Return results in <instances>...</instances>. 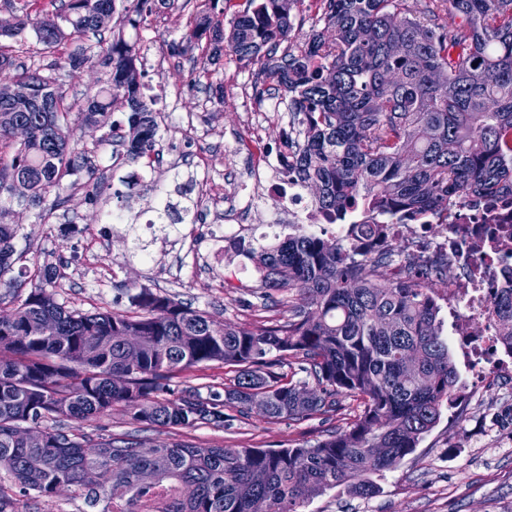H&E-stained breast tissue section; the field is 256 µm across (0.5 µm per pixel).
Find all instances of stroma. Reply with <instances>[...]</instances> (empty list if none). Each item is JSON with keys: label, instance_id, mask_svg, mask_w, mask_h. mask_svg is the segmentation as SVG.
<instances>
[{"label": "stroma", "instance_id": "stroma-1", "mask_svg": "<svg viewBox=\"0 0 512 512\" xmlns=\"http://www.w3.org/2000/svg\"><path fill=\"white\" fill-rule=\"evenodd\" d=\"M182 0H155L153 10L139 29L124 27L114 13L107 29L124 32L140 47L141 80L146 95L155 99L160 154L156 170H149L116 155L103 129L73 122L70 145L91 154L94 171H79L72 178L64 206L45 199L42 208L13 205L8 217L19 227L15 240L21 263L29 270L56 265L55 289L59 301L72 309L92 312L100 308L127 311V289L151 288L205 310L224 324L248 327L287 319L290 301L299 299L301 285L280 292V305L261 297L256 272L247 259L226 251L223 243L203 232L212 217L185 224L169 241L149 242L155 266L144 265L129 233L112 230V212L128 197L138 199L142 220L152 219L156 198L172 194L175 184L189 183L194 194H223L232 174L251 170L253 156L238 151L228 159L225 146L257 135L273 151L283 150L288 136V111L281 94L267 89L264 100L276 102L275 111L263 113L258 130L246 121L247 96L254 93L260 64L243 65L231 53L210 60L206 46L193 53L175 55L172 43L189 29L190 17ZM16 60L53 74L65 104L80 111L89 94L106 84L109 67L103 63L105 45L86 40L88 60L80 68L65 66L74 49L61 42L55 52H45L34 33L25 39L0 37ZM175 382L183 390L201 394L223 391L233 374L220 362L189 368ZM512 404V374L492 375L468 412L442 413L438 424L397 470L378 477L376 495L361 498L344 488L327 491L307 503L302 512H512V428H492L490 420ZM335 418L300 422L271 421L259 409L233 414L228 425L200 424L171 429L131 420L122 406L107 415L65 422V429L100 440L133 437L145 446L178 441L200 447L291 448L312 444L338 427ZM5 512H84L75 488L59 491L51 500L22 495L13 480L0 473Z\"/></svg>", "mask_w": 512, "mask_h": 512}]
</instances>
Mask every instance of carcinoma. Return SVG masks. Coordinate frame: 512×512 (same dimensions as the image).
I'll return each mask as SVG.
<instances>
[{"label": "carcinoma", "mask_w": 512, "mask_h": 512, "mask_svg": "<svg viewBox=\"0 0 512 512\" xmlns=\"http://www.w3.org/2000/svg\"><path fill=\"white\" fill-rule=\"evenodd\" d=\"M230 28L195 10L192 30L173 49L187 53L207 39L239 61H263L262 74L289 98L292 125L285 174L312 203L343 223L357 212L398 222L420 221L432 210L497 193L512 198V0H315V29L277 54L294 29L298 0H247ZM115 0H68L66 10L36 22L20 19L7 37L32 28L44 49L65 35L102 29L100 15ZM445 7L451 23L438 22ZM152 0L124 7L134 29ZM139 48L119 36L105 55L110 79L79 112L91 127H109L129 161L147 163L156 152L158 113L144 99ZM15 70L18 93L0 102V143L17 125L27 137L0 162V278L13 271L15 225L6 202L39 204L53 194L64 203L68 177L92 165L70 146L72 109L57 79L17 64L0 50V70ZM49 100L55 109L39 102ZM122 102L126 123H109ZM162 224H195L193 204L159 213ZM235 254L254 263L262 297L308 285L288 303L287 321L232 327L208 312L141 288L128 293L131 309L81 312L56 299L52 269L26 297L16 296L12 320H0V470L20 491L55 496L74 487L87 512H299L324 492L344 487L360 496L378 491L374 477L399 468L453 409L456 364L442 334L430 288L383 277L392 256L343 254L336 241L302 232L275 244L238 239ZM500 331L512 341V287L497 300ZM54 322L59 336L41 335ZM138 336L134 344L120 337ZM298 361L306 379L275 371L273 354ZM218 361L233 384L203 396L172 387L177 373ZM356 402L351 421L312 445L293 448L198 447L181 442L149 448L134 439L94 441L57 423L87 419L122 405L146 425L191 428L224 425V409L240 413L256 401L270 420L330 416ZM41 428L42 442L25 441L22 428ZM94 471L98 481L82 476ZM149 471L151 483L141 482Z\"/></svg>", "instance_id": "1"}]
</instances>
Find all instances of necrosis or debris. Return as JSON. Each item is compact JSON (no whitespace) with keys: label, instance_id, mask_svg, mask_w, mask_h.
<instances>
[{"label":"necrosis or debris","instance_id":"obj_1","mask_svg":"<svg viewBox=\"0 0 512 512\" xmlns=\"http://www.w3.org/2000/svg\"><path fill=\"white\" fill-rule=\"evenodd\" d=\"M256 163L249 177L275 198L276 212L266 226L278 237L287 226L312 236L330 235L341 245H360L372 255L398 253L388 269L393 281L411 284L423 273L433 282L444 281L443 271L454 265L455 279L447 282L443 297L451 334L459 347V362L467 371L458 394L459 405H470L484 378L512 372V343L499 334L495 302L501 288L512 282V204L491 197L475 201L449 200L446 209L430 213L421 224H388L371 234H361L343 224L330 223L314 209L296 184L285 181L287 154L270 157L255 149ZM256 198L241 202L235 197L212 196L198 206L224 224V236L238 239L255 235L249 224L237 223L239 211L252 209Z\"/></svg>","mask_w":512,"mask_h":512}]
</instances>
